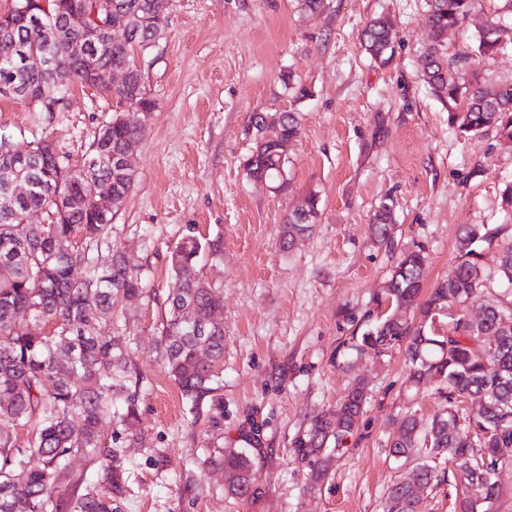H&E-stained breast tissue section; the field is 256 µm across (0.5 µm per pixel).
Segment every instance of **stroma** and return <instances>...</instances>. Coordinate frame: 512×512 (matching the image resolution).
Listing matches in <instances>:
<instances>
[{"mask_svg":"<svg viewBox=\"0 0 512 512\" xmlns=\"http://www.w3.org/2000/svg\"><path fill=\"white\" fill-rule=\"evenodd\" d=\"M425 0H328L320 18L297 0H172L166 33L138 59L155 107L133 160L134 187L112 221V242L137 266L146 297L115 306L112 333L126 337L140 383L138 440L125 441V494L116 512H383L405 471L388 454L400 419L428 418L444 403L435 383L409 389L405 355L351 351L402 251L425 246V284L456 260L466 224L511 218L512 144L495 131L467 140L418 79L427 42ZM379 15L394 24L393 56L379 66L360 45ZM311 89L293 101L282 82ZM108 94L75 90L63 112L0 100V129L18 149L50 133L78 159L112 116ZM301 114L288 147L287 191L248 181L253 113ZM383 121L387 132L371 129ZM320 199L312 232L288 250L279 231L309 193ZM396 202L392 244L376 245L370 218ZM221 240L195 271L224 298V372L198 404L156 361L153 347L169 286V256L186 234ZM370 396L359 428L316 493L293 441L317 411L335 407L353 378ZM256 457L257 498L225 495L224 475L204 462L215 448Z\"/></svg>","mask_w":512,"mask_h":512,"instance_id":"1","label":"stroma"}]
</instances>
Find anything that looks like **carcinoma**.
<instances>
[{"label":"carcinoma","mask_w":512,"mask_h":512,"mask_svg":"<svg viewBox=\"0 0 512 512\" xmlns=\"http://www.w3.org/2000/svg\"><path fill=\"white\" fill-rule=\"evenodd\" d=\"M31 18L8 10L14 26L0 36V85L18 84L23 99L35 103L50 95L35 66L7 65L15 46L52 58L60 88L112 92V123L106 137L95 138L83 161L72 163L50 149L49 136L34 140L39 154L7 162L0 158V186L20 180L32 188L0 206V512H114L122 498L123 438L139 435L138 396L126 358L127 344L103 323L112 320V305L120 298L137 306L145 297L141 279L122 251L112 246V219L134 187V170L109 166L104 159L130 156L141 147L145 127L140 110L154 106L144 86L136 56L161 38L170 0H107L112 4V30L101 29L91 43L50 38L45 27L64 28L75 8L93 10L96 0H30ZM479 0H427L429 43L419 55L420 80L448 105V124L459 136L488 129L512 143V83L489 84L477 66L512 49V0L489 14L482 26L467 35L466 49L448 52V34L465 32V22ZM393 25L385 17L370 20L362 46L370 58L386 64L393 53ZM127 72L122 87L98 84L97 72ZM279 136L264 138L265 115H253L254 146L244 161L249 179L274 183L288 190V164L283 142L300 135V113L271 115ZM112 178V213L96 205L95 184ZM318 196L290 212L282 225V247L291 248L305 236L318 215ZM393 199L386 198L373 214L371 235L380 245L391 242ZM40 212L46 224H31ZM506 228L465 226L456 243V261L443 277L423 290L426 248L414 244L402 253L385 288L376 295L385 313L357 338L351 349L374 357L404 349L409 385L435 381L446 405L424 421L416 414L401 418L398 436L390 444L394 459L412 465L417 483H394L384 512H420L421 497L440 478L435 460L446 459L459 474V512H488L500 496L490 469L512 466V302L474 305L487 282L500 278L512 285V240L505 242L498 273L481 263L480 243L492 242ZM218 240L184 237L171 252L172 278L167 309L155 345L158 360L183 396L196 403L214 391L224 364V301L204 278H187L183 271L204 252L215 256ZM53 322V331L35 332L20 321ZM465 396L480 400L478 414L460 425L459 403ZM367 383L356 378L334 409L314 414L294 441L295 453L309 468L310 488L329 473L335 454L358 428L367 403ZM121 428L105 436L104 421ZM28 430L18 441L16 427ZM38 457L39 463L31 465ZM88 456L101 471L73 479L69 462ZM206 462L224 472V491L254 499L256 460L247 448H218Z\"/></svg>","instance_id":"carcinoma-1"}]
</instances>
